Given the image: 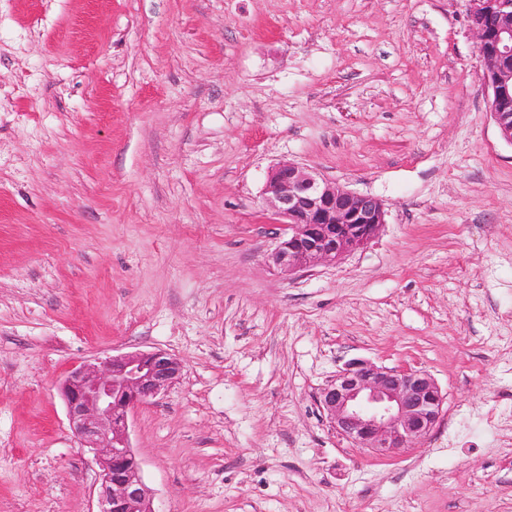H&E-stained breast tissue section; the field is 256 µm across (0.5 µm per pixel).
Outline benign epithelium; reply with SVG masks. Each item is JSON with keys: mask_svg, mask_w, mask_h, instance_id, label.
<instances>
[{"mask_svg": "<svg viewBox=\"0 0 512 512\" xmlns=\"http://www.w3.org/2000/svg\"><path fill=\"white\" fill-rule=\"evenodd\" d=\"M467 2L490 90L489 111L501 138L512 145V0ZM263 196L283 224L268 261L288 276L366 248L386 223L378 198L293 162L271 168ZM182 373L179 359L151 350L86 360L62 380L69 424L99 467L97 512H157L131 444L129 414L168 390ZM446 399L425 370L357 359L321 390L318 403L338 435L387 456L429 435Z\"/></svg>", "mask_w": 512, "mask_h": 512, "instance_id": "7a95c632", "label": "benign epithelium"}]
</instances>
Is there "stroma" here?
I'll use <instances>...</instances> for the list:
<instances>
[{
  "label": "stroma",
  "instance_id": "stroma-1",
  "mask_svg": "<svg viewBox=\"0 0 512 512\" xmlns=\"http://www.w3.org/2000/svg\"><path fill=\"white\" fill-rule=\"evenodd\" d=\"M466 0H0V512H95L57 385L168 351L130 417L156 512H512V145ZM290 161L380 199L369 246L287 277ZM428 371L378 457L322 388ZM447 396L425 370L348 362L320 392L318 403L338 435L387 456L429 435Z\"/></svg>",
  "mask_w": 512,
  "mask_h": 512
}]
</instances>
